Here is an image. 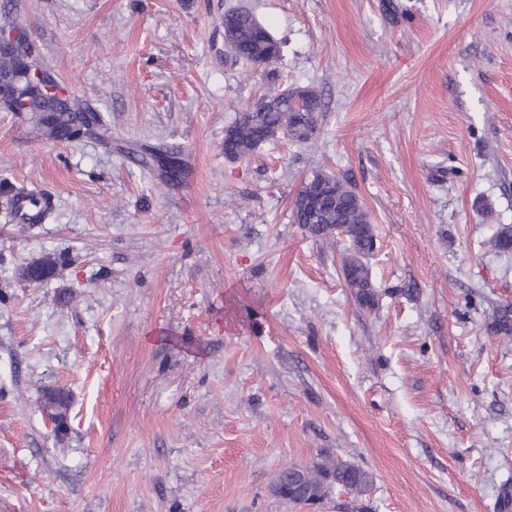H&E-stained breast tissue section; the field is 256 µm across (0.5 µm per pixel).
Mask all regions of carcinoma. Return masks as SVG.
I'll return each mask as SVG.
<instances>
[{
	"instance_id": "1",
	"label": "carcinoma",
	"mask_w": 512,
	"mask_h": 512,
	"mask_svg": "<svg viewBox=\"0 0 512 512\" xmlns=\"http://www.w3.org/2000/svg\"><path fill=\"white\" fill-rule=\"evenodd\" d=\"M233 28L232 47L239 59L252 64L280 59L281 43L250 13H237L233 18ZM0 31L18 33L16 43L20 47L17 56L0 59V67L14 75L16 84L15 95L0 98L1 110L19 115L25 111L30 113L44 135L57 142L75 143L106 126L103 113L65 90L43 64L40 47L29 41L30 33L26 26L6 19L0 23ZM294 95L292 89H279L267 97L268 104L255 112L238 116L230 126V137L224 139V153L248 156L267 143L266 133L281 128L288 130V136L302 140L296 132L317 125V114L323 111L324 104L322 96L309 89L306 91L309 97L307 110L293 111L289 104ZM177 157L179 151L175 149L162 154L150 151L141 156L138 163L144 167H158L162 159ZM312 179L328 186L327 202L314 210H293L294 223L302 225L313 238L333 235V228L338 224L345 227L349 248L341 260L343 280L361 306L373 307L377 303V294L369 258L376 250V234L370 216L359 196L341 179L323 173L314 174ZM486 245L496 253L512 251V227L498 230ZM54 268L55 260L47 256L27 266L22 276L29 278L51 273ZM491 316L494 333L512 336V304L493 308ZM308 466L307 486L318 498L320 507L328 502L338 486L356 499L367 492L372 483L368 472L350 463L339 462L328 453L317 454ZM275 495L292 506H300L308 501V496L295 486L291 472L281 476V490Z\"/></svg>"
}]
</instances>
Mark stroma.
<instances>
[{
	"mask_svg": "<svg viewBox=\"0 0 512 512\" xmlns=\"http://www.w3.org/2000/svg\"><path fill=\"white\" fill-rule=\"evenodd\" d=\"M1 8L112 146L0 111V180L54 208L0 223V512H299L274 479L324 451L372 486L321 512H512V337L488 328L512 252L485 247L512 225V0ZM237 8L280 60L228 56ZM285 86L321 94L315 136L225 157L238 112ZM146 146L181 147L186 180L144 170ZM316 173L369 213L374 307L345 286V241L292 221Z\"/></svg>",
	"mask_w": 512,
	"mask_h": 512,
	"instance_id": "1",
	"label": "stroma"
}]
</instances>
